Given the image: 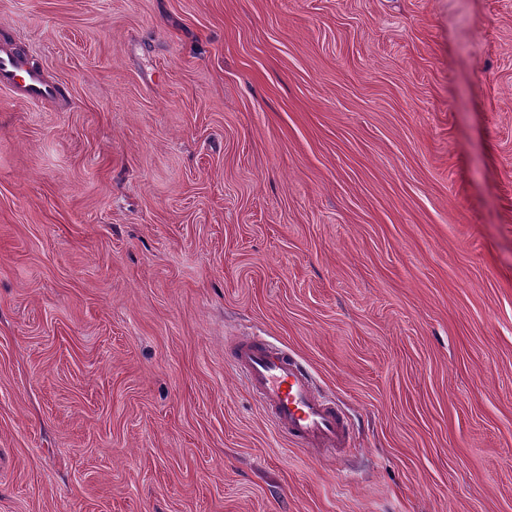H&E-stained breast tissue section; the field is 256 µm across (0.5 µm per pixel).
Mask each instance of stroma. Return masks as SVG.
<instances>
[{
  "label": "stroma",
  "mask_w": 512,
  "mask_h": 512,
  "mask_svg": "<svg viewBox=\"0 0 512 512\" xmlns=\"http://www.w3.org/2000/svg\"><path fill=\"white\" fill-rule=\"evenodd\" d=\"M0 512H512V0H0ZM346 416L321 455L229 356ZM0 89L27 103L48 104L60 96L58 85L7 44L0 43ZM235 365L289 439L318 453H342L348 443L343 415L313 391L308 370L295 358L272 350L260 337L233 345Z\"/></svg>",
  "instance_id": "obj_1"
}]
</instances>
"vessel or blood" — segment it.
<instances>
[{
	"mask_svg": "<svg viewBox=\"0 0 512 512\" xmlns=\"http://www.w3.org/2000/svg\"><path fill=\"white\" fill-rule=\"evenodd\" d=\"M0 89L33 104H48L60 95L59 86L46 80L42 70L1 43ZM233 350L235 365L289 439L325 454L346 449L343 415L314 393L309 372L298 360L272 350L256 336L237 340Z\"/></svg>",
	"mask_w": 512,
	"mask_h": 512,
	"instance_id": "vessel-or-blood-1",
	"label": "vessel or blood"
}]
</instances>
